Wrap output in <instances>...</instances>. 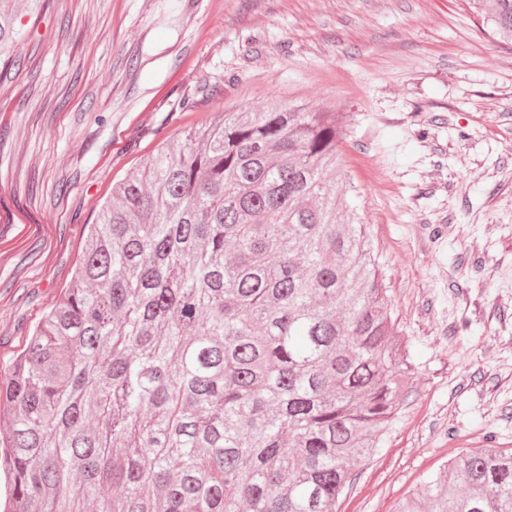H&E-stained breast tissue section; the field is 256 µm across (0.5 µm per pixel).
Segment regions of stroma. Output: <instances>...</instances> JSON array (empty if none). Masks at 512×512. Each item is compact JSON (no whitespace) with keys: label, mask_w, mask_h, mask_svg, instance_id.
<instances>
[{"label":"stroma","mask_w":512,"mask_h":512,"mask_svg":"<svg viewBox=\"0 0 512 512\" xmlns=\"http://www.w3.org/2000/svg\"><path fill=\"white\" fill-rule=\"evenodd\" d=\"M0 62V374L113 187L224 109L340 113L347 200L416 374L336 512L512 449V44L467 0H44Z\"/></svg>","instance_id":"stroma-1"}]
</instances>
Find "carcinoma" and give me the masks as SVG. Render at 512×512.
Listing matches in <instances>:
<instances>
[{
	"instance_id": "cac0c4a2",
	"label": "carcinoma",
	"mask_w": 512,
	"mask_h": 512,
	"mask_svg": "<svg viewBox=\"0 0 512 512\" xmlns=\"http://www.w3.org/2000/svg\"><path fill=\"white\" fill-rule=\"evenodd\" d=\"M512 41V0H470ZM0 0V57L25 38ZM335 112H224L112 190L0 382L9 512H336L411 385ZM395 512H512L475 448Z\"/></svg>"
}]
</instances>
